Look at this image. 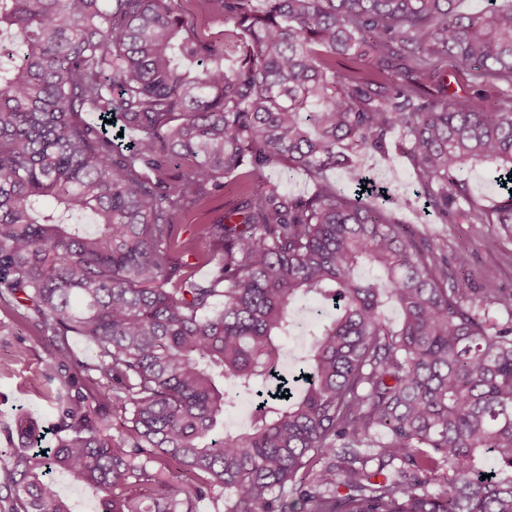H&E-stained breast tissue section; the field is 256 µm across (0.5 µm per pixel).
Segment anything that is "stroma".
<instances>
[{
  "label": "stroma",
  "mask_w": 512,
  "mask_h": 512,
  "mask_svg": "<svg viewBox=\"0 0 512 512\" xmlns=\"http://www.w3.org/2000/svg\"><path fill=\"white\" fill-rule=\"evenodd\" d=\"M360 167L367 177L411 199L407 221L447 238L449 245L465 248L474 271L496 268V288L512 292V241L503 240L497 226L474 227L460 218L452 224L438 223L425 212L422 200L416 199L411 171L397 157L370 154L361 159ZM54 352L53 344L25 317L23 308L0 301V465L24 449L16 434L21 418L30 417L39 423L43 447L54 442L59 384L47 378V364Z\"/></svg>",
  "instance_id": "stroma-1"
}]
</instances>
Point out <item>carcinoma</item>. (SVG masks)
I'll list each match as a JSON object with an SVG mask.
<instances>
[{"mask_svg":"<svg viewBox=\"0 0 512 512\" xmlns=\"http://www.w3.org/2000/svg\"><path fill=\"white\" fill-rule=\"evenodd\" d=\"M450 60L493 86L480 107L427 90ZM394 148L441 223L512 236V5L0 0V299L57 346L60 383L54 446L23 420L3 465L11 512H74L54 472L100 512H200L215 486L224 512H512V292L491 268L473 287L402 197L328 176ZM477 163L492 207L456 177ZM279 164L312 192H282ZM225 190L240 202L182 238L176 216ZM307 296L303 386L271 392ZM241 389L262 407L226 431ZM56 480L60 491L76 501L80 512H97L98 500L91 489L76 485L66 477L57 476Z\"/></svg>","mask_w":512,"mask_h":512,"instance_id":"cac0c4a2","label":"carcinoma"}]
</instances>
